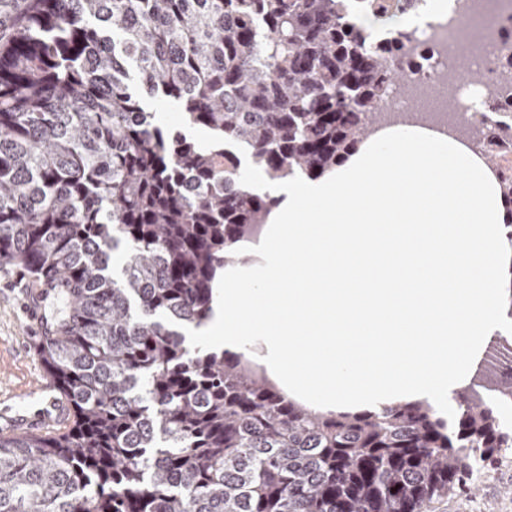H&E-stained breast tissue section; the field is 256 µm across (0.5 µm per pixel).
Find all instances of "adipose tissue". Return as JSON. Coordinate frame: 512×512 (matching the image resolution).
Segmentation results:
<instances>
[{
  "label": "adipose tissue",
  "instance_id": "obj_1",
  "mask_svg": "<svg viewBox=\"0 0 512 512\" xmlns=\"http://www.w3.org/2000/svg\"><path fill=\"white\" fill-rule=\"evenodd\" d=\"M277 200L191 336L323 413L425 403L441 417L512 326V214L462 132L401 114Z\"/></svg>",
  "mask_w": 512,
  "mask_h": 512
}]
</instances>
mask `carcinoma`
I'll return each instance as SVG.
<instances>
[{
    "instance_id": "obj_1",
    "label": "carcinoma",
    "mask_w": 512,
    "mask_h": 512,
    "mask_svg": "<svg viewBox=\"0 0 512 512\" xmlns=\"http://www.w3.org/2000/svg\"><path fill=\"white\" fill-rule=\"evenodd\" d=\"M399 15L407 0H359ZM351 0H24L0 49V270L54 292L38 354L63 429L0 434V512H429L512 448V340L457 394L380 414L300 407L241 356L189 350L211 285L276 200L334 168L405 70ZM450 78L482 73L464 56ZM167 99L201 149L165 130ZM489 163L512 115L487 128ZM145 103L150 112L155 113L156 121L170 130H181L188 138L193 140L200 148H207L210 144V134L201 128H187L182 121L180 110L173 104L146 97Z\"/></svg>"
}]
</instances>
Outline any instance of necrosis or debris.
Segmentation results:
<instances>
[{
	"label": "necrosis or debris",
	"mask_w": 512,
	"mask_h": 512,
	"mask_svg": "<svg viewBox=\"0 0 512 512\" xmlns=\"http://www.w3.org/2000/svg\"><path fill=\"white\" fill-rule=\"evenodd\" d=\"M404 16L408 39L400 63L407 77L392 88L383 111H406L415 98L438 88L450 94L458 124L486 128L497 117L491 109L494 98L512 86V72L501 63L512 53V0H411ZM476 17L489 29L486 49L475 59L483 80H450L458 56L455 35Z\"/></svg>",
	"instance_id": "4bbe7bcc"
}]
</instances>
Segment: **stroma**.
<instances>
[{
  "mask_svg": "<svg viewBox=\"0 0 512 512\" xmlns=\"http://www.w3.org/2000/svg\"><path fill=\"white\" fill-rule=\"evenodd\" d=\"M56 305L55 295L36 287L28 274L0 271V434L43 430L18 418L35 414L33 393L47 376L36 346ZM430 512H512V449L471 486L432 504Z\"/></svg>",
  "mask_w": 512,
  "mask_h": 512,
  "instance_id": "35a3bbf8",
  "label": "stroma"
}]
</instances>
